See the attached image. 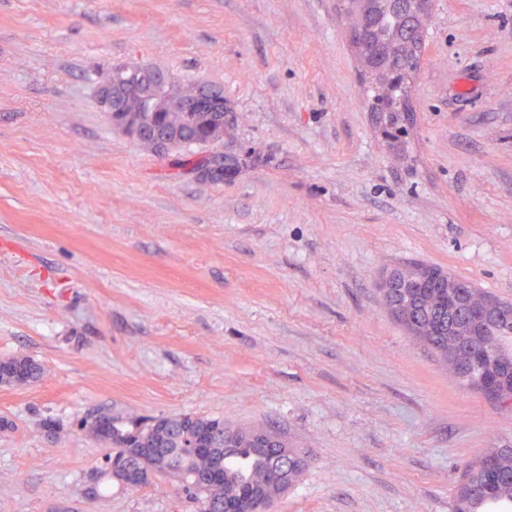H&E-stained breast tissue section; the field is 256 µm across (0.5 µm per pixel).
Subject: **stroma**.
Listing matches in <instances>:
<instances>
[{
  "label": "stroma",
  "instance_id": "35a3bbf8",
  "mask_svg": "<svg viewBox=\"0 0 512 512\" xmlns=\"http://www.w3.org/2000/svg\"><path fill=\"white\" fill-rule=\"evenodd\" d=\"M341 0H0V512H198L173 478L89 496L88 412L223 417L305 467L274 512H452L512 412L387 309L422 262L512 302V0H434L413 122L370 110ZM220 87L227 182L114 129L90 74ZM53 428H46V421ZM406 267H398L387 273L381 281V289L386 304L390 310L398 306L394 303L398 297V293L402 288H405L406 283ZM40 366L26 356H14L4 359L0 365V383L9 386H21L37 378Z\"/></svg>",
  "mask_w": 512,
  "mask_h": 512
}]
</instances>
